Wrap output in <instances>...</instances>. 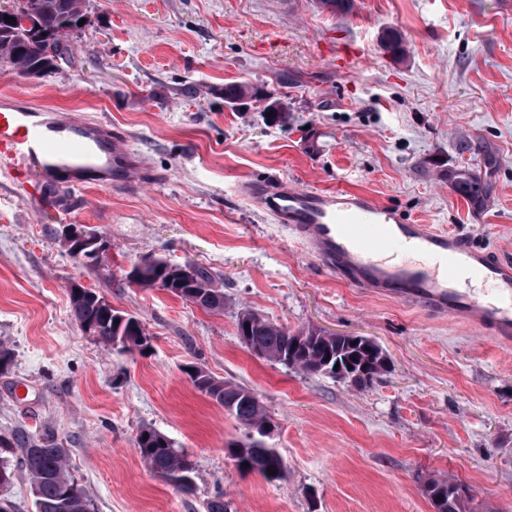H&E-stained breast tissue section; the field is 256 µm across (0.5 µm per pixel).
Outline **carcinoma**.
Returning <instances> with one entry per match:
<instances>
[{
	"label": "carcinoma",
	"instance_id": "cac0c4a2",
	"mask_svg": "<svg viewBox=\"0 0 512 512\" xmlns=\"http://www.w3.org/2000/svg\"><path fill=\"white\" fill-rule=\"evenodd\" d=\"M19 12L29 24L20 20L6 22L0 16V63L8 64L21 75L42 76L54 68L55 56L47 47L67 49L72 33L79 29L85 17V0H17ZM387 50L401 60L406 47L402 34L394 29L384 30ZM246 96L260 97L258 89L247 84L224 86V101L230 103ZM148 266L137 286L150 290L156 276L172 266L159 257L147 258ZM193 287L201 296V308L208 312L224 311V291L215 287L212 275L194 267ZM72 311L79 325L97 328L99 341L120 352L143 351L148 338L141 322L133 317H118L119 311L102 304L103 297L84 288L70 294ZM240 340L254 355L306 375L333 377L334 366L350 364L357 379L356 389L369 387L386 369L382 348L368 337L359 341L345 335L307 328L292 331L257 313L245 310L237 320ZM190 380L198 391L224 408L243 429V434L226 446L227 453L238 465L248 464L246 470L269 481L286 479L288 467L270 441L275 425L261 398L252 390L214 377L202 367L194 369ZM0 448H16L20 457L11 460L0 455V512H12L7 497L13 484L15 465L29 476L35 512H93L94 505L84 488L70 472L68 449L52 435H29L18 431L11 442L0 439ZM137 450L150 470L164 482L185 494L195 490V467L187 455L174 447L160 431L144 428L137 436ZM424 495L435 512H473L471 497L455 480L436 475L428 476L422 485ZM205 512H231L218 489L205 503Z\"/></svg>",
	"mask_w": 512,
	"mask_h": 512
}]
</instances>
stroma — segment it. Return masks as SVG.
Segmentation results:
<instances>
[{"mask_svg": "<svg viewBox=\"0 0 512 512\" xmlns=\"http://www.w3.org/2000/svg\"><path fill=\"white\" fill-rule=\"evenodd\" d=\"M389 28L403 60L380 46ZM333 33L363 48L347 70L321 48ZM230 83L266 95L232 106ZM12 94L110 123L143 177L73 190L50 214L0 171V339L14 352L0 436L54 435L95 512H203L219 487L232 512H434L429 473L465 485L474 512H512V343L347 285L242 191L281 178L364 192L512 258V0H355L344 15L318 0H86L52 73L0 70ZM271 100L287 121L267 116ZM62 224L104 236L98 267L67 252ZM148 255L209 270L223 312L130 283ZM75 282L136 317L148 350L86 335ZM245 310L371 337L388 370L356 391L260 359L236 335ZM189 365L261 396L286 480L238 470L224 448L242 430ZM144 427L188 454L193 493L146 467Z\"/></svg>", "mask_w": 512, "mask_h": 512, "instance_id": "obj_1", "label": "stroma"}]
</instances>
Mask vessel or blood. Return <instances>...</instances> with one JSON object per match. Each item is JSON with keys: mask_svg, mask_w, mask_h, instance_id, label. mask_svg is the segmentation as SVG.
Segmentation results:
<instances>
[{"mask_svg": "<svg viewBox=\"0 0 512 512\" xmlns=\"http://www.w3.org/2000/svg\"><path fill=\"white\" fill-rule=\"evenodd\" d=\"M130 157L111 124L0 103V168L42 209L64 208L66 189L111 187L119 172L127 186H138ZM247 194L351 287L512 339V260L494 257L470 236L410 223L371 196L343 188L264 180L249 184Z\"/></svg>", "mask_w": 512, "mask_h": 512, "instance_id": "vessel-or-blood-1", "label": "vessel or blood"}]
</instances>
